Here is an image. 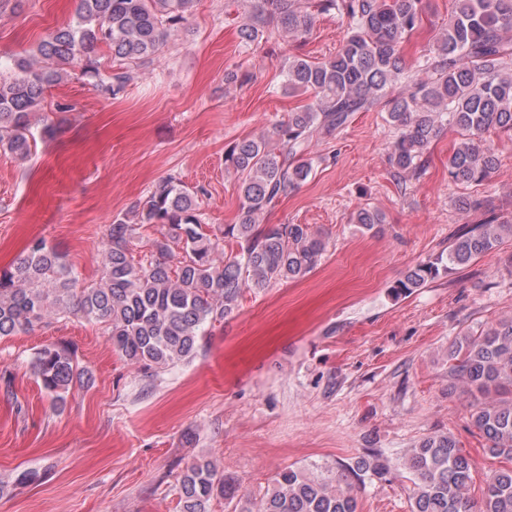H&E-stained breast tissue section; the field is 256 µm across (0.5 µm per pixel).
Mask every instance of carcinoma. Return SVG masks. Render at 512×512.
I'll use <instances>...</instances> for the list:
<instances>
[{"mask_svg": "<svg viewBox=\"0 0 512 512\" xmlns=\"http://www.w3.org/2000/svg\"><path fill=\"white\" fill-rule=\"evenodd\" d=\"M195 2L78 0L74 21L49 33L33 56L14 59L11 75L0 76V148L19 159L30 154L32 111L74 64L82 61L84 75L98 76L95 53L101 46L112 61L105 91L118 95L130 80V66L158 54L170 32L188 22ZM248 2L238 30L247 46L280 37L301 40L318 14L347 21V33L329 58L315 62L299 52L284 58L288 91L312 94L311 103L271 131L224 150V168L237 175V222L207 232L198 207L205 189L169 176L109 225L100 281L82 288L58 253L35 239L0 271V339L52 316L79 314L107 324L113 349L146 373L192 360L208 327L232 314L245 290L303 278L319 265L326 242L309 225L266 224L264 217L312 174L305 157L309 143L334 135L356 112H386L395 130L389 164L398 182L423 175L425 155L447 125L461 135L448 156L451 182L478 185L495 169L497 157L484 134L492 129L512 135V0H454L448 26L412 67L405 50L427 20L426 0ZM252 79L240 65L225 73L224 84L242 88ZM351 223L379 233L384 217L363 206ZM144 225L158 227L159 235L149 258L137 261L131 242ZM506 237L512 238V224L462 232L447 257L417 263L394 291L410 294L438 277L443 261L464 265L499 250ZM226 238L236 240L238 253H224ZM449 361L448 376L480 400L472 423L490 453L512 461V316L477 337L461 335ZM33 369L59 405L75 385L91 379L64 345L42 348ZM407 469L414 485L410 512H512V466L487 476L476 501L473 463L446 434L421 439ZM360 472L384 479L391 466L375 452L331 479L288 466L274 477L258 512H357L348 475ZM239 492L240 484L207 459L191 463L177 479L180 512H211L214 498L232 500Z\"/></svg>", "mask_w": 512, "mask_h": 512, "instance_id": "cac0c4a2", "label": "carcinoma"}]
</instances>
